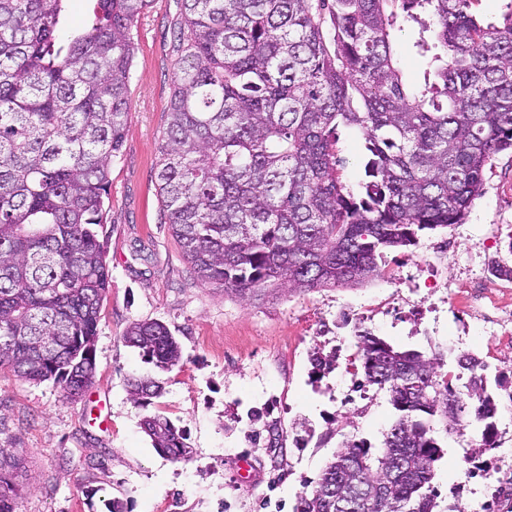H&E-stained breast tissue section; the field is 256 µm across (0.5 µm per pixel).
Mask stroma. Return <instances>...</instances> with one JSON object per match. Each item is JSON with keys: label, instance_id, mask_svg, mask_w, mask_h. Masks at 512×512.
Returning a JSON list of instances; mask_svg holds the SVG:
<instances>
[{"label": "stroma", "instance_id": "obj_1", "mask_svg": "<svg viewBox=\"0 0 512 512\" xmlns=\"http://www.w3.org/2000/svg\"><path fill=\"white\" fill-rule=\"evenodd\" d=\"M182 0H150L132 29L130 112L112 160L105 201L111 282L95 342L97 373L83 399L70 401L53 382L0 371V448L20 456L18 512H297L343 437L381 446L395 419L384 392L350 400L355 377L336 368L312 374L314 349L344 342L355 353L356 330L454 369L463 348L483 355L491 373L512 372V339L487 346L481 329L458 340L468 285L483 280L490 297L512 300V282L491 274L512 263V151L496 154L483 192L463 223L422 235L417 246L386 251L385 270L359 286L291 292L260 288L241 296L201 286L166 223L156 178L167 125ZM136 321L165 324L180 362L159 370L128 346ZM162 383L159 397L134 402L129 382ZM169 418L187 438L184 462L159 454L144 417ZM429 425L442 447L434 486L439 512L453 500L468 437ZM278 440L269 452L264 444ZM250 468H242L241 458Z\"/></svg>", "mask_w": 512, "mask_h": 512}]
</instances>
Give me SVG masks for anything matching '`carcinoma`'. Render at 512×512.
<instances>
[{"instance_id": "cac0c4a2", "label": "carcinoma", "mask_w": 512, "mask_h": 512, "mask_svg": "<svg viewBox=\"0 0 512 512\" xmlns=\"http://www.w3.org/2000/svg\"><path fill=\"white\" fill-rule=\"evenodd\" d=\"M67 0H0V370L51 381L70 400L94 383L99 312L110 287L100 239L110 164L128 120L131 31L148 0H94L60 32ZM182 0L159 194L202 285L242 294L360 284L386 250L462 221L493 157L512 150V0ZM418 28L423 79L407 81L394 43ZM361 138L364 178L343 177L339 127ZM365 382L396 420L380 452L346 437L299 512H437L441 446L425 417L492 446L494 397L481 357L461 353L463 388L443 363L360 331ZM125 341L156 367L180 347L156 321ZM313 368L336 357L317 350ZM134 401L160 394L130 382ZM174 461L191 448L160 415L143 419ZM22 460L0 448V512H16Z\"/></svg>"}]
</instances>
